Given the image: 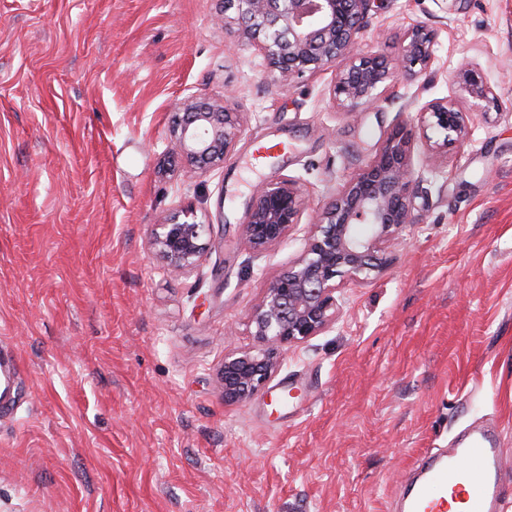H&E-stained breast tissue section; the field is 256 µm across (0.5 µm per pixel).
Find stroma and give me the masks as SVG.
Returning a JSON list of instances; mask_svg holds the SVG:
<instances>
[{
	"label": "stroma",
	"mask_w": 512,
	"mask_h": 512,
	"mask_svg": "<svg viewBox=\"0 0 512 512\" xmlns=\"http://www.w3.org/2000/svg\"><path fill=\"white\" fill-rule=\"evenodd\" d=\"M222 0H0V349L20 361L0 419V512H394L422 458L492 427L512 474V0H381L361 48L411 25L433 61L356 120L334 71L286 88L220 21ZM496 103L473 100L464 64ZM469 114L441 172L422 141L414 222L382 270L343 282L326 329L288 346L265 391L225 402V354L301 256L311 216L428 101ZM239 112L223 166L182 180L172 118ZM297 179L306 207L262 255L255 189ZM193 204L199 263L169 267L157 224Z\"/></svg>",
	"instance_id": "stroma-1"
}]
</instances>
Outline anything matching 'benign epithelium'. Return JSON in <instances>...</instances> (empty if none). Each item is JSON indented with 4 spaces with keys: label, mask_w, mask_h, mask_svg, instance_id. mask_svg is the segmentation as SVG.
<instances>
[{
    "label": "benign epithelium",
    "mask_w": 512,
    "mask_h": 512,
    "mask_svg": "<svg viewBox=\"0 0 512 512\" xmlns=\"http://www.w3.org/2000/svg\"><path fill=\"white\" fill-rule=\"evenodd\" d=\"M375 0H225L240 36L254 42L265 58V78L279 83L306 72L333 69L335 104L351 114L375 103L379 89L400 78L413 79L432 61L435 33L409 27L393 59L362 53L359 43ZM461 79L477 100L496 99L487 78L467 65ZM417 128L435 161L448 146H464L467 113L451 99L426 103ZM242 133L241 113L209 101L188 99L172 122L173 149L185 176L195 177L224 164ZM413 134L405 125L387 133L364 166L348 176L312 225L304 252L265 288L251 312L258 347L224 355L220 379L224 400L249 399L262 391L280 364V351L315 336L336 318V280L360 279L377 272L383 254L413 223L415 169ZM305 197L297 180L274 177L252 197L242 223L249 250L260 255L300 223ZM152 245L172 267L192 269L199 261L210 225L197 221L191 205L164 219Z\"/></svg>",
    "instance_id": "7a95c632"
}]
</instances>
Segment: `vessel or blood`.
<instances>
[{"mask_svg": "<svg viewBox=\"0 0 512 512\" xmlns=\"http://www.w3.org/2000/svg\"><path fill=\"white\" fill-rule=\"evenodd\" d=\"M19 371L11 354L0 355V418L9 416L8 394ZM512 500V484L503 477L501 451L481 430L471 432L448 454L434 456L414 479L403 512H502Z\"/></svg>", "mask_w": 512, "mask_h": 512, "instance_id": "1", "label": "vessel or blood"}]
</instances>
